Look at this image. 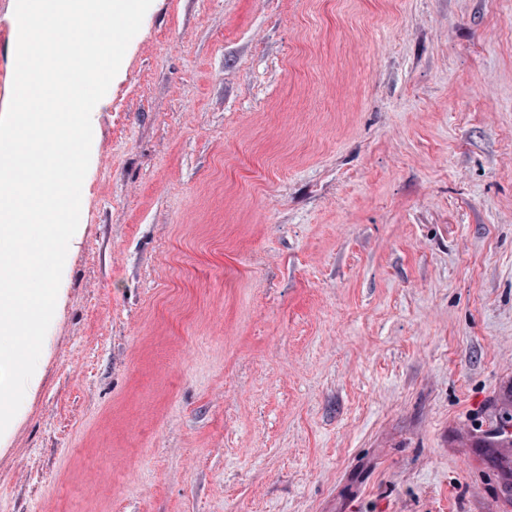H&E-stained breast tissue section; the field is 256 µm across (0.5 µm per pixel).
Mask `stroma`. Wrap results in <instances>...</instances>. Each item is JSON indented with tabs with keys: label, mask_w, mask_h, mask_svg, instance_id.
<instances>
[{
	"label": "stroma",
	"mask_w": 512,
	"mask_h": 512,
	"mask_svg": "<svg viewBox=\"0 0 512 512\" xmlns=\"http://www.w3.org/2000/svg\"><path fill=\"white\" fill-rule=\"evenodd\" d=\"M91 121L0 512H512V0H152Z\"/></svg>",
	"instance_id": "35a3bbf8"
}]
</instances>
